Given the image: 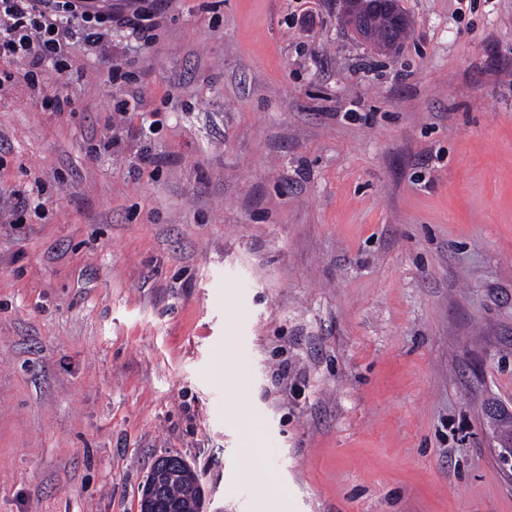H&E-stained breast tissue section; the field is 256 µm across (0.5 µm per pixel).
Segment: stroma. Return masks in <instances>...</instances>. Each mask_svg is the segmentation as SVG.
Masks as SVG:
<instances>
[{"label": "stroma", "instance_id": "obj_1", "mask_svg": "<svg viewBox=\"0 0 512 512\" xmlns=\"http://www.w3.org/2000/svg\"><path fill=\"white\" fill-rule=\"evenodd\" d=\"M398 4L388 52L342 0H157L0 59V512H139L170 454L207 512H512V0Z\"/></svg>", "mask_w": 512, "mask_h": 512}]
</instances>
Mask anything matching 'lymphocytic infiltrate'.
<instances>
[{"label":"lymphocytic infiltrate","instance_id":"f902f5d3","mask_svg":"<svg viewBox=\"0 0 512 512\" xmlns=\"http://www.w3.org/2000/svg\"><path fill=\"white\" fill-rule=\"evenodd\" d=\"M145 18L142 9L115 15L88 9L81 0H0V58L22 63L33 80L43 66L62 67L64 29L75 28L85 42L97 45L119 24L146 43Z\"/></svg>","mask_w":512,"mask_h":512}]
</instances>
